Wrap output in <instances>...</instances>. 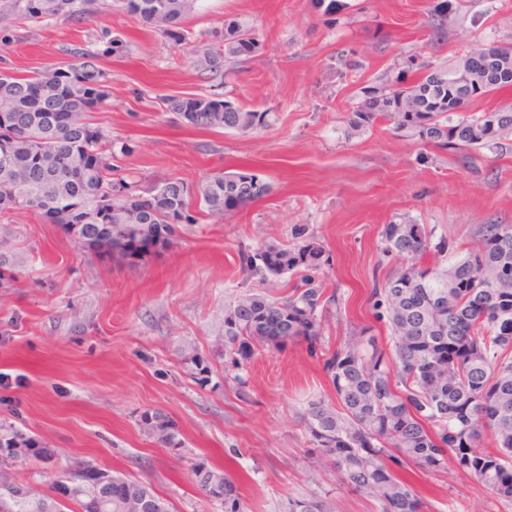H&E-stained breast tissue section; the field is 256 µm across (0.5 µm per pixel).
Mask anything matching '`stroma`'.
Segmentation results:
<instances>
[{
  "label": "stroma",
  "instance_id": "obj_1",
  "mask_svg": "<svg viewBox=\"0 0 512 512\" xmlns=\"http://www.w3.org/2000/svg\"><path fill=\"white\" fill-rule=\"evenodd\" d=\"M9 2L0 0V71L30 75L76 46L98 53L110 84L95 120L130 147L113 160L117 176L195 188L218 171L245 172L268 190L237 212L179 225L145 262L87 254L32 213L0 215V259L17 272L0 288V422L57 449V468L88 459L151 484L172 512H222L192 478L199 460L230 475L248 512H289L311 497L327 512H378L339 490L335 469L308 450L309 403L334 401L320 356L256 342L239 370H225L227 309L249 292L287 297L294 282L250 274L240 254L290 244L305 226L332 255L322 280L341 296L324 318L335 345L370 324L374 280L399 267L379 252L384 225L422 224L468 248L482 225L512 224V157L482 150L469 173L390 125L354 134L347 123L366 88L415 80L407 57L445 69L478 45H512V0H450L440 43L429 26L440 0H198L182 45L116 0H96L81 20L41 22L14 20ZM232 20L259 49L207 77L194 52L222 43ZM344 50L358 68L337 67ZM183 94L230 98L269 123L248 134L188 129L160 108ZM147 409L173 421L182 448L142 432ZM417 488L430 512H512L469 477L422 475Z\"/></svg>",
  "mask_w": 512,
  "mask_h": 512
}]
</instances>
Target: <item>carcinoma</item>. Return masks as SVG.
I'll list each match as a JSON object with an SVG mask.
<instances>
[{
	"instance_id": "obj_1",
	"label": "carcinoma",
	"mask_w": 512,
	"mask_h": 512,
	"mask_svg": "<svg viewBox=\"0 0 512 512\" xmlns=\"http://www.w3.org/2000/svg\"><path fill=\"white\" fill-rule=\"evenodd\" d=\"M91 0H12L13 12L38 21L90 12ZM197 0H121L130 13L163 28L177 44L188 40L183 19ZM447 9L431 15L435 39H448ZM236 22L224 24V46L206 49L203 71L224 72V61L247 57L257 49L253 37ZM494 49L509 71L497 80L473 86L466 100L457 87L458 71L472 51L448 70L432 69L408 87L383 83L365 91L350 113L349 128L360 131L378 121L406 131L427 146L448 152L466 170L476 169L484 148L512 154V106L461 116L470 102L512 90V47ZM63 63L34 76L0 71V213L24 210L58 224L81 248L101 257L115 254L147 260L171 243L173 225L194 224L198 211L222 216L262 197L266 184L247 173H217L197 192L178 179H163L143 190L115 176L112 136L93 122L108 97V73L97 55L70 50ZM165 109L188 128L250 133L266 126L268 113L246 110L229 99L200 94L171 96ZM480 245L459 256L446 270L422 262L429 248L458 249L445 238L431 244L422 224H386L381 252L403 259V266L374 283L369 305L376 323L359 329L332 348L323 334V315L339 304L327 294L320 274L330 265L325 246L294 229L293 243L246 254L243 266L256 274L300 272V283L284 300L245 294L224 318V347L231 363L258 341L274 349L303 342L319 354L341 410L323 400L308 405L304 425L313 451L336 469L342 486L374 498L380 512H425V498L409 473L436 475L447 468L470 476L498 499L512 501V224H485ZM139 425L163 447L182 440L162 413L145 410ZM493 450L483 447L486 438ZM27 436L0 424V460L16 461L15 449L30 454ZM203 494L224 504V512H245L226 473L194 462ZM123 488L111 495L106 484L65 486L61 497L34 491L16 499L0 487V512H170L151 485L112 476Z\"/></svg>"
}]
</instances>
